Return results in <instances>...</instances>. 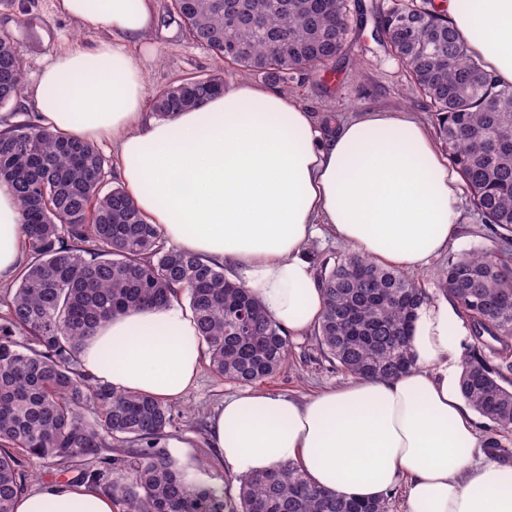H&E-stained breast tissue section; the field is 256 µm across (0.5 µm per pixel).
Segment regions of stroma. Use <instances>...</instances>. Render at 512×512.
<instances>
[{
  "label": "stroma",
  "mask_w": 512,
  "mask_h": 512,
  "mask_svg": "<svg viewBox=\"0 0 512 512\" xmlns=\"http://www.w3.org/2000/svg\"><path fill=\"white\" fill-rule=\"evenodd\" d=\"M169 0H158V40L161 50L148 67L146 83L156 92L175 81L190 76H207L223 71L225 80L244 78V71L221 68L218 60L185 34L180 20L168 10ZM372 21L353 26L342 59L328 68L315 71L296 88L300 101L324 118L333 114L346 118L375 108H401L417 113L430 122V112L420 97H404L406 73L387 48L371 37ZM11 37L20 47L24 59V83L35 80L48 56L64 41H84L68 19L57 14L52 0H14L11 7H0V35ZM463 221L458 225L446 255L430 262L416 274L432 300L442 299L440 280L451 255L473 250L491 249L495 241L481 224L469 194H462ZM351 375L337 369L325 359L312 334L289 339L288 367L261 383V390L303 398L325 387L351 382ZM239 384L225 381L203 368L198 386L183 399L174 401V420L166 430L162 444L183 466L191 468L194 478L203 484L224 487L228 494L238 492V483L221 466L217 449L208 438L215 415L225 395L239 391Z\"/></svg>",
  "instance_id": "stroma-1"
}]
</instances>
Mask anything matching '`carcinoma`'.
I'll list each match as a JSON object with an SVG mask.
<instances>
[{
	"label": "carcinoma",
	"mask_w": 512,
	"mask_h": 512,
	"mask_svg": "<svg viewBox=\"0 0 512 512\" xmlns=\"http://www.w3.org/2000/svg\"><path fill=\"white\" fill-rule=\"evenodd\" d=\"M228 5L244 20L228 22ZM170 10L218 60L284 88L288 73L336 61L352 24L350 0H176ZM373 33L407 69L408 90L429 100L436 139L499 240L449 257L441 291L474 340L461 394L494 424L483 448L501 457V434L512 432V86L434 0H392ZM22 78V51L0 36V105L17 98ZM222 91L219 74L187 78L156 92L153 111L170 118ZM0 181L15 189L31 255L0 318V512L27 489L22 455L78 471L116 512H389V498L343 499L291 463L237 479L235 498L195 482L161 446L171 405L95 382L81 368L84 340L115 314L185 300L212 370L252 386L286 366L288 330L224 267L166 247L93 143L11 125L0 132ZM316 281L324 310L313 335L325 357L356 378L412 369L413 318L429 300L413 277L349 253L320 263ZM491 340L501 345L496 362L484 353Z\"/></svg>",
	"instance_id": "carcinoma-1"
}]
</instances>
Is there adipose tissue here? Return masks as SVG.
I'll list each match as a JSON object with an SVG mask.
<instances>
[{"label": "adipose tissue", "instance_id": "1", "mask_svg": "<svg viewBox=\"0 0 512 512\" xmlns=\"http://www.w3.org/2000/svg\"><path fill=\"white\" fill-rule=\"evenodd\" d=\"M94 37L68 44L26 89L41 126L112 145L147 223L172 247L228 267L290 334L323 309L305 250L328 232L376 263L422 268L462 220L460 176L417 114L377 109L324 131L298 97L247 80L169 119L147 110L157 0H55ZM448 20L500 83L512 85V0H446ZM21 209L0 182V286L24 261ZM469 328L451 301L423 304L410 372L358 379L305 400L225 397L211 443L233 476L291 462L315 486L353 500L405 488V512H512V466L475 458L478 432L458 374ZM81 364L120 391L172 401L195 387L202 345L173 302L113 316L85 340ZM13 512H114L109 496L59 481L19 495Z\"/></svg>", "mask_w": 512, "mask_h": 512}]
</instances>
